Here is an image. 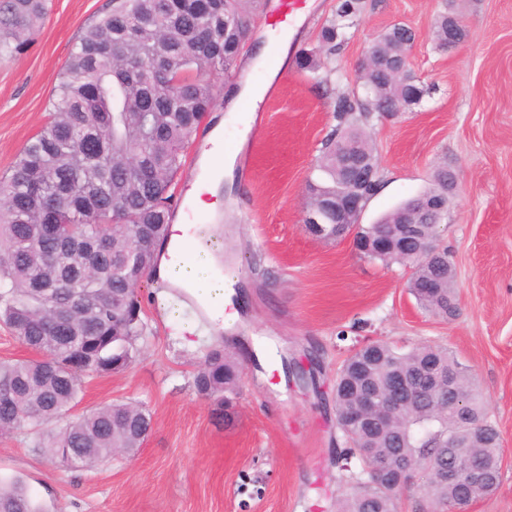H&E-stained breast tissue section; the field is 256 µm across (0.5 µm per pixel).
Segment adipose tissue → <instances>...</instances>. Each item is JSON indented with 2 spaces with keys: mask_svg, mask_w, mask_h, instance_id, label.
<instances>
[{
  "mask_svg": "<svg viewBox=\"0 0 512 512\" xmlns=\"http://www.w3.org/2000/svg\"><path fill=\"white\" fill-rule=\"evenodd\" d=\"M209 143L200 161L199 176L189 192L193 206L200 211L215 210L222 194L234 183L236 156L225 150L222 126L214 127ZM188 231L186 224L171 225L168 240L160 249L156 277L173 287L188 290L193 298L203 302L210 330L220 333L238 318L231 310L236 297L234 282L219 274L220 257L216 250L189 240ZM202 258L213 273L212 284L207 288L195 285L194 271Z\"/></svg>",
  "mask_w": 512,
  "mask_h": 512,
  "instance_id": "adipose-tissue-1",
  "label": "adipose tissue"
}]
</instances>
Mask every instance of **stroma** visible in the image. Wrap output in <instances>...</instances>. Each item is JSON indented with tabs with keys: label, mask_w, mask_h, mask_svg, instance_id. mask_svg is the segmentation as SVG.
<instances>
[{
	"label": "stroma",
	"mask_w": 512,
	"mask_h": 512,
	"mask_svg": "<svg viewBox=\"0 0 512 512\" xmlns=\"http://www.w3.org/2000/svg\"><path fill=\"white\" fill-rule=\"evenodd\" d=\"M284 0H266L254 39L240 55L244 85L266 92L254 111L226 104L231 85L205 71L219 103L192 136L178 176L175 212L225 120L236 155L235 187L217 213L215 236L232 263L243 304L224 330L223 347L243 365L237 415L225 426L215 400L194 375L214 343L180 346L182 327L199 323L176 290L148 282L139 290L146 331L131 366L83 382L77 411L139 401L152 428L135 456L63 471L29 430L0 433V478H21L45 512H335L342 491L334 381L355 340L407 348L451 349L469 366L503 441L501 481L472 512H512V0H367L362 22L319 75L297 69V49L317 46L337 0H315L289 39L267 36L284 18ZM108 0H51L49 15L17 58L0 62V175L46 124L57 77L82 27ZM456 16L462 43L439 49L434 19ZM414 35L412 70L429 92L420 106L365 130L379 162L380 185L360 216L374 223L431 186L440 170L456 178L441 225V244L456 269L457 311H422L406 288L403 266L360 257L352 240L327 243L301 224L305 185L317 177L323 143L336 122L327 88L355 86L356 66L393 25ZM321 361L320 389L289 382L283 361L306 352Z\"/></svg>",
	"instance_id": "obj_1"
}]
</instances>
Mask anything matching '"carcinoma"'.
I'll use <instances>...</instances> for the list:
<instances>
[{
    "instance_id": "1",
    "label": "carcinoma",
    "mask_w": 512,
    "mask_h": 512,
    "mask_svg": "<svg viewBox=\"0 0 512 512\" xmlns=\"http://www.w3.org/2000/svg\"><path fill=\"white\" fill-rule=\"evenodd\" d=\"M263 7L264 0H109L69 53L44 129L0 177V323L41 355L0 362V432L35 430L38 447L59 468L91 467L120 448H139L151 430V414L134 402L87 410L58 430L50 425L78 404L84 376H110L132 363L145 329L139 288L156 274L192 133L217 103L202 71L236 77L251 17ZM364 8L365 0H338L319 45L298 50L296 67L317 72L341 49L347 30L359 25ZM48 12L49 0H0V60L20 54ZM407 40L414 34L404 26L382 34L371 46L376 64L360 73L357 86L329 93L336 127L325 142L319 177L307 184V206L324 211L325 241H336V194L344 189L336 153L355 149L379 166L362 126L380 119L384 106L403 112L422 100L423 88L401 67ZM415 201L400 203L375 224L358 225L356 235L373 239L396 224L394 251L365 248L360 254L385 266H410L409 294L446 319L455 298L448 251L437 260L406 255L419 248L422 232L439 239L446 214L413 229L398 223ZM48 205L68 241L44 234ZM58 318L71 335L50 329ZM436 374L451 376L446 399L432 386ZM241 375V363L214 348L194 379L197 392L224 409L226 425L236 417ZM396 377L413 391L392 412L384 396ZM338 378L350 392L338 390L335 397L347 444L337 458L347 488L336 497V512H400L401 496L384 475L401 461L421 474L419 493L432 512L486 497L500 483L498 427L471 371L447 348L371 342L347 358ZM365 393L375 409L361 418ZM458 445L469 449L468 461L488 483L470 487L463 468L448 478V449ZM0 512L43 509L24 481L14 479L0 482Z\"/></svg>"
}]
</instances>
